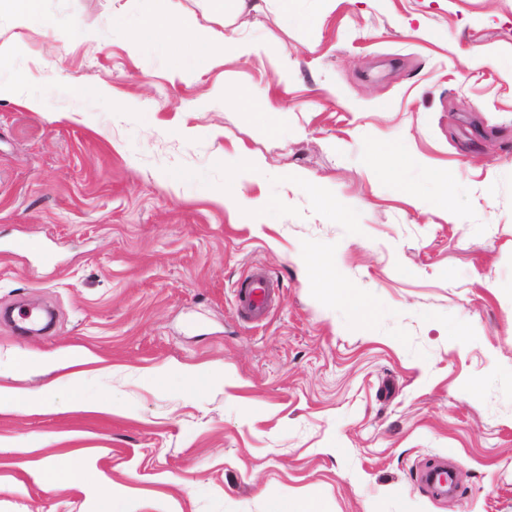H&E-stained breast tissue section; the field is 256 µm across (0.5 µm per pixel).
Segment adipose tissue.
<instances>
[{"instance_id": "ef3b65f1", "label": "adipose tissue", "mask_w": 512, "mask_h": 512, "mask_svg": "<svg viewBox=\"0 0 512 512\" xmlns=\"http://www.w3.org/2000/svg\"><path fill=\"white\" fill-rule=\"evenodd\" d=\"M178 40L185 42L190 48L189 64L177 65L172 69L173 76L181 79L189 77L193 65L208 61L213 53L228 51L238 57L247 58L259 50L258 43L232 34L227 35L208 29L193 34L182 33L170 18L150 22L134 32L129 48L135 52L147 41L165 46ZM220 160L234 178L233 184L224 194L226 206L234 212L245 214L265 206L267 200L264 196L249 197L244 193L245 186L254 183L259 176L262 167L260 160L239 141L225 149L220 155ZM420 164V159L399 140L379 143L376 149L363 160L364 169L376 182L383 179L386 167L390 166L402 172ZM305 272L309 280L323 284L325 297L329 301L345 303L359 310L367 309L368 304L365 299L354 289L345 286L336 271L335 263L310 261L306 264Z\"/></svg>"}]
</instances>
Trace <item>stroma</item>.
I'll use <instances>...</instances> for the list:
<instances>
[{"mask_svg":"<svg viewBox=\"0 0 512 512\" xmlns=\"http://www.w3.org/2000/svg\"><path fill=\"white\" fill-rule=\"evenodd\" d=\"M294 6L312 29L250 18L258 54L185 80L181 46L133 53L132 32L169 16L220 31L229 0H45L53 24L36 30L0 18V81L19 90L0 99V312L54 318L46 334L0 319V386L30 398L0 412V512H100L115 491L129 512H266L272 494L512 512V0ZM224 87L269 91L305 138L231 98L213 109ZM389 138L427 161L406 173L417 198L363 170ZM234 141L265 162L247 192L269 207L248 218L220 201ZM300 173L353 223L288 188ZM328 251L368 310L306 282ZM255 270L280 284L260 322L234 294ZM80 351L78 381L52 370ZM169 364L208 368L205 387L151 381ZM428 458L455 462V497L416 480ZM49 459L82 481L44 480Z\"/></svg>","mask_w":512,"mask_h":512,"instance_id":"stroma-1","label":"stroma"}]
</instances>
